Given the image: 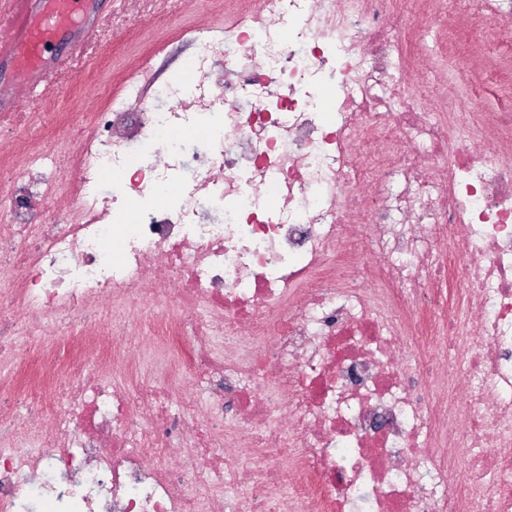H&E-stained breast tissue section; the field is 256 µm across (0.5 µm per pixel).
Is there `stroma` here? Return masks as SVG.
I'll list each match as a JSON object with an SVG mask.
<instances>
[{"mask_svg": "<svg viewBox=\"0 0 512 512\" xmlns=\"http://www.w3.org/2000/svg\"><path fill=\"white\" fill-rule=\"evenodd\" d=\"M250 0H84L79 25L57 36L51 57L69 59L56 71L50 87L24 93L25 128H0V189L10 186L25 165L14 150L18 138L48 146L71 116L105 111L103 84H111L117 99L130 111L153 103L154 90L182 73L197 56V35L224 24V11L246 10ZM448 48L467 60L472 73L469 111H493L512 99V88L496 79V62L481 41L469 33L471 21L449 8Z\"/></svg>", "mask_w": 512, "mask_h": 512, "instance_id": "35a3bbf8", "label": "stroma"}]
</instances>
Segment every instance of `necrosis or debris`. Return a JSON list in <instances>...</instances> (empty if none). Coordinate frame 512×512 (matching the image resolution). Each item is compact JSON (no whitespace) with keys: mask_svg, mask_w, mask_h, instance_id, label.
<instances>
[{"mask_svg":"<svg viewBox=\"0 0 512 512\" xmlns=\"http://www.w3.org/2000/svg\"><path fill=\"white\" fill-rule=\"evenodd\" d=\"M444 2L254 0L161 107L32 151L0 390L21 347L58 390L0 412V512H512V113L412 52ZM471 25L512 57V0Z\"/></svg>","mask_w":512,"mask_h":512,"instance_id":"obj_1","label":"necrosis or debris"}]
</instances>
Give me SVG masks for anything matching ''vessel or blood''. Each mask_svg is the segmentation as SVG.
<instances>
[{
    "mask_svg": "<svg viewBox=\"0 0 512 512\" xmlns=\"http://www.w3.org/2000/svg\"><path fill=\"white\" fill-rule=\"evenodd\" d=\"M79 0H44L42 12L34 17L8 15L0 28V49L18 54L27 71V83H47L50 75L44 52L62 27L71 25Z\"/></svg>",
    "mask_w": 512,
    "mask_h": 512,
    "instance_id": "b4317fda",
    "label": "vessel or blood"
}]
</instances>
